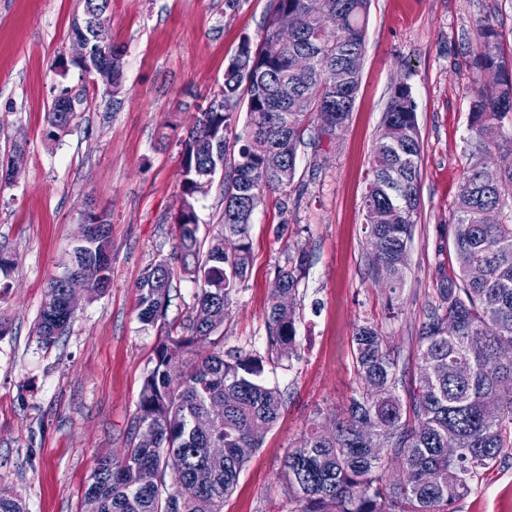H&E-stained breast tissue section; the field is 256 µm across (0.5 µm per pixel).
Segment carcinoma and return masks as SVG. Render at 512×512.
Segmentation results:
<instances>
[{
	"label": "carcinoma",
	"instance_id": "1",
	"mask_svg": "<svg viewBox=\"0 0 512 512\" xmlns=\"http://www.w3.org/2000/svg\"><path fill=\"white\" fill-rule=\"evenodd\" d=\"M308 0H274L257 44L244 39L224 71V85L194 117L178 140L183 180L177 216L182 272L200 285L192 315L180 328L166 323L173 272L164 259L150 265L137 288L138 319L160 329L131 422L129 448L119 460L102 457L85 493L99 512H224L240 474L262 447L288 396L260 380L262 359L224 345V321L233 296L252 263L250 224L265 197L286 192L296 177L299 149L332 138L352 112L360 82L357 64L366 51L370 0H323L311 14ZM295 17L283 41L277 18ZM472 65L494 72L492 85L477 91L471 105L475 149L490 152L483 127L512 117V69L503 37L488 21L473 30ZM298 53H311L309 70L293 66ZM246 121L239 123L240 112ZM74 113L47 115V136L55 139ZM283 165L271 170L266 157ZM422 143L411 89L401 83L388 102L382 132L373 147L363 197L369 257L390 294L399 295L408 267L409 243L417 223ZM225 170L224 222L200 235L194 201L210 179ZM512 168L494 187L479 167L464 174L448 226V244L458 273L440 279L437 301L429 302L418 337L420 363L403 400L398 354L371 323L357 326L353 363L362 392L350 399L335 432L323 433L316 413L299 445L285 456L281 476L298 512H452L468 496L477 476L512 449ZM111 240L106 217L73 246L65 270L90 284L92 296L110 282ZM308 252L287 254L274 275L266 317L271 361L298 356L297 300L280 303V293L297 294ZM63 280L50 279L36 335L50 343L69 327ZM456 332L448 334V322ZM224 405V418L211 429L196 422L209 408ZM494 405L495 416L484 408ZM368 423L377 436L361 432ZM155 435L136 440L141 428ZM458 448L448 458V449ZM150 471L155 480L142 482ZM0 512H27L15 493L0 489Z\"/></svg>",
	"mask_w": 512,
	"mask_h": 512
}]
</instances>
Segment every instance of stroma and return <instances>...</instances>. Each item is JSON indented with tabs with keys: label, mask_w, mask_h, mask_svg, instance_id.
<instances>
[{
	"label": "stroma",
	"mask_w": 512,
	"mask_h": 512,
	"mask_svg": "<svg viewBox=\"0 0 512 512\" xmlns=\"http://www.w3.org/2000/svg\"><path fill=\"white\" fill-rule=\"evenodd\" d=\"M273 0H110L113 42L124 51L123 91L106 94L71 65L70 26L82 0H0V161L21 145L19 175L0 186V254L12 269L0 293V488L27 512H82L95 460L129 446L147 363L159 332L137 317V285L155 261L176 270L168 321L191 316L197 285L181 272L175 217L181 205L177 141L224 84L243 39L259 40ZM492 22L512 47V0H372L360 87L344 127L302 148L287 195L255 210L252 266L224 323L225 344L262 355L277 265L306 248L298 287L297 358L265 364L263 380L288 403L247 463L224 512H295L279 479L315 409L341 412L361 386L352 336L374 323L400 355L405 378L419 363L424 305L436 270L454 275L445 232L465 170L512 167V120L490 155L476 153L470 108L491 81L476 70L468 37ZM407 84L422 141L420 206L405 286L391 299L375 275L362 197L373 146L394 87ZM76 117L57 139L46 115L61 90ZM111 224V285L81 299L66 333L35 330L49 279L70 260L88 207ZM286 225L275 237V225ZM454 512H512V453L482 473Z\"/></svg>",
	"instance_id": "stroma-1"
}]
</instances>
